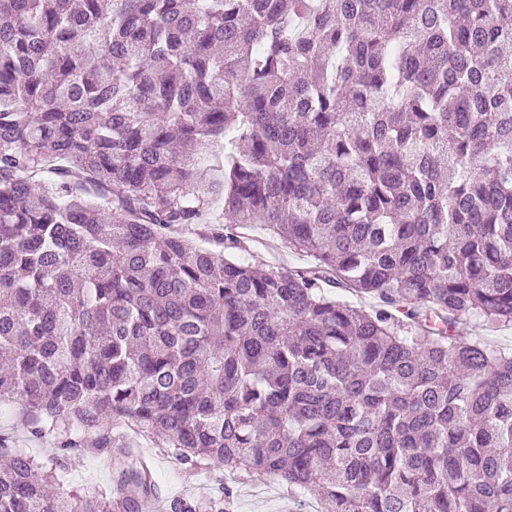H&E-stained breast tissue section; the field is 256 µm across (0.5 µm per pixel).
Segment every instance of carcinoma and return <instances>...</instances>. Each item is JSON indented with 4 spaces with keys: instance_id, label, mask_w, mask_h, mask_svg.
<instances>
[{
    "instance_id": "1",
    "label": "carcinoma",
    "mask_w": 512,
    "mask_h": 512,
    "mask_svg": "<svg viewBox=\"0 0 512 512\" xmlns=\"http://www.w3.org/2000/svg\"><path fill=\"white\" fill-rule=\"evenodd\" d=\"M476 315L512 324V0H0V402L58 445L0 444V512H131L128 425L320 512H512ZM79 448L113 494L62 490ZM224 229L240 236L248 252L243 257L250 263L262 267H285L292 270H305L314 264V259L307 253L294 251L260 224L235 226L224 221Z\"/></svg>"
}]
</instances>
